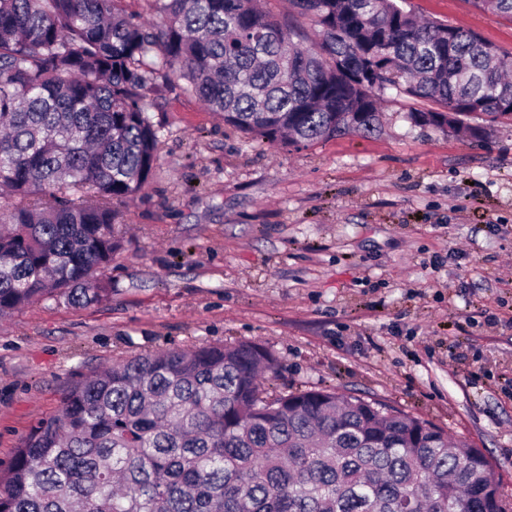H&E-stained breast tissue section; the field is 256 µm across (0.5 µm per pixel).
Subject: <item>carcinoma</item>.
I'll return each mask as SVG.
<instances>
[{
	"instance_id": "obj_1",
	"label": "carcinoma",
	"mask_w": 512,
	"mask_h": 512,
	"mask_svg": "<svg viewBox=\"0 0 512 512\" xmlns=\"http://www.w3.org/2000/svg\"><path fill=\"white\" fill-rule=\"evenodd\" d=\"M120 2L0 0V315L112 293L98 273L157 163L160 81L286 147L378 132L388 89L443 134L512 120L505 55L397 0H291L317 26L308 48L254 0H153L149 24ZM473 2L512 22V0ZM275 368L234 341L75 381L0 470V512H512L468 441L334 389L270 391Z\"/></svg>"
}]
</instances>
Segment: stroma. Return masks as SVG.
I'll return each mask as SVG.
<instances>
[{
	"label": "stroma",
	"instance_id": "1",
	"mask_svg": "<svg viewBox=\"0 0 512 512\" xmlns=\"http://www.w3.org/2000/svg\"><path fill=\"white\" fill-rule=\"evenodd\" d=\"M512 56V23L472 0H404ZM149 183L123 210L110 297L0 318V466L63 392L112 361L250 341L281 391L333 388L480 448L512 501V121L483 142L413 125L390 90L376 136L251 140L170 86Z\"/></svg>",
	"mask_w": 512,
	"mask_h": 512
}]
</instances>
